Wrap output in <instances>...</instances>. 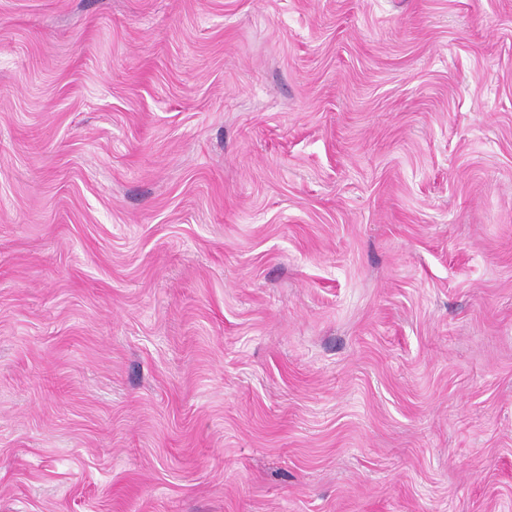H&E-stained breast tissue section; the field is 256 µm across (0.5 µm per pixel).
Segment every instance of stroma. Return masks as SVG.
Wrapping results in <instances>:
<instances>
[{
  "instance_id": "obj_1",
  "label": "stroma",
  "mask_w": 512,
  "mask_h": 512,
  "mask_svg": "<svg viewBox=\"0 0 512 512\" xmlns=\"http://www.w3.org/2000/svg\"><path fill=\"white\" fill-rule=\"evenodd\" d=\"M0 512H512V0H0Z\"/></svg>"
}]
</instances>
